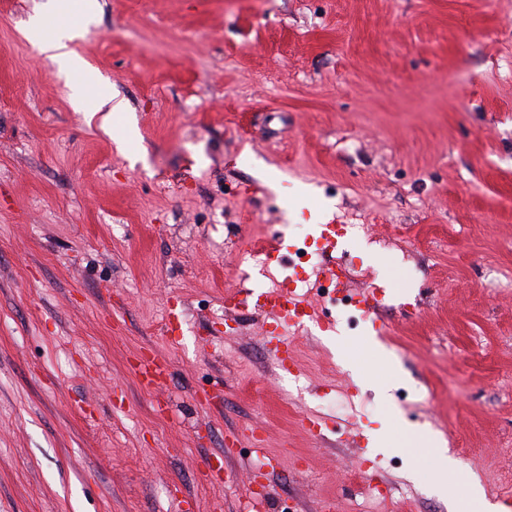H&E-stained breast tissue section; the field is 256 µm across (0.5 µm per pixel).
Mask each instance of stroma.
Instances as JSON below:
<instances>
[{"label": "stroma", "mask_w": 512, "mask_h": 512, "mask_svg": "<svg viewBox=\"0 0 512 512\" xmlns=\"http://www.w3.org/2000/svg\"><path fill=\"white\" fill-rule=\"evenodd\" d=\"M42 2L0 0V512H175L176 486L247 512L259 450L262 512H451L463 486L384 426L512 492V0H97L67 76L27 35ZM326 224L371 225L336 250L383 306L291 333L278 376L265 314L225 315L224 244L291 256ZM167 371L168 365L153 355L139 358L136 373L141 387L146 391H154Z\"/></svg>", "instance_id": "obj_1"}]
</instances>
